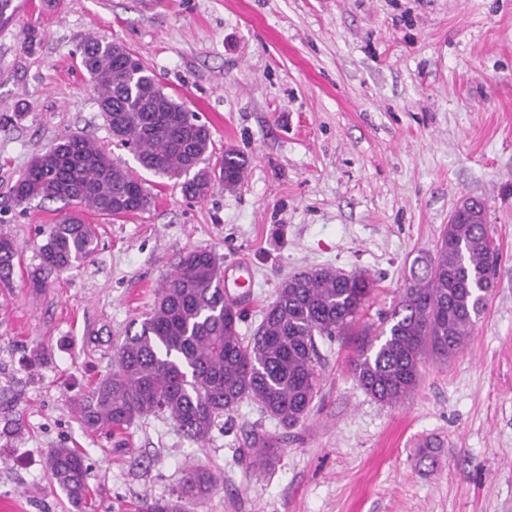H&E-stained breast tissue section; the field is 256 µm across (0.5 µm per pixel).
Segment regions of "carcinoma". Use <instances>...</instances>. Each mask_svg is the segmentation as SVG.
<instances>
[{"instance_id": "1", "label": "carcinoma", "mask_w": 512, "mask_h": 512, "mask_svg": "<svg viewBox=\"0 0 512 512\" xmlns=\"http://www.w3.org/2000/svg\"><path fill=\"white\" fill-rule=\"evenodd\" d=\"M79 63L94 82L112 137L134 146L143 169L175 181L193 198L205 197L217 184L231 189L241 183L248 158L232 148L213 158L209 128L188 118L186 105L165 91L133 51L90 37L80 47ZM12 194L19 205L41 198L76 208L47 229L41 264L31 278L36 291L49 286L51 275L76 269L94 254L96 228L79 210L117 219L146 210L152 200L138 177L79 135L62 136L39 154ZM18 254L15 240L0 232V283L12 280ZM496 263L481 203L450 218L434 253L414 261L382 329L363 320L377 293L376 279L365 271L322 267L285 275L260 324L246 336L239 304L224 300L218 256L190 250L76 410L87 429L114 434L162 414L183 437L202 444L219 419L250 402L288 431L304 423L319 394L317 339L340 336L355 337L348 368L356 385L395 405L417 389L426 363L445 362L468 345L494 288ZM281 442L253 432L241 456L271 465ZM47 466L68 500L84 499L88 467L82 452L52 448ZM215 487L210 471L190 466L174 496L145 498L139 512H193Z\"/></svg>"}]
</instances>
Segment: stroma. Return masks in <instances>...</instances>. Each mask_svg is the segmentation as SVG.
Instances as JSON below:
<instances>
[{"label":"stroma","instance_id":"35a3bbf8","mask_svg":"<svg viewBox=\"0 0 512 512\" xmlns=\"http://www.w3.org/2000/svg\"><path fill=\"white\" fill-rule=\"evenodd\" d=\"M91 36L131 49L216 152L249 158L235 189L187 198L113 140L79 65ZM66 134L141 175L152 201L114 221L84 212L95 253L35 293L63 204L11 190ZM466 198L485 204L496 286L465 350L426 364L404 403L366 395L337 340L320 344L319 399L288 431L249 403L202 445L162 415L120 436L80 422L75 398L180 254L249 260L242 333L284 275L318 267L373 276L374 323ZM0 229L20 246L0 288V500L15 512H137L191 465L217 479L195 512H512V0H57L0 27ZM254 429L282 437L274 466L240 458ZM52 448L85 453V503L53 482Z\"/></svg>","mask_w":512,"mask_h":512}]
</instances>
